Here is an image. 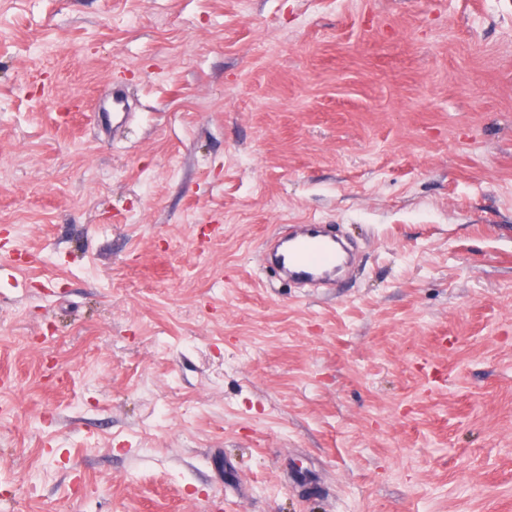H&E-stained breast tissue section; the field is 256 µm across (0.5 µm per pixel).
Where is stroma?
I'll return each instance as SVG.
<instances>
[{
    "label": "stroma",
    "mask_w": 512,
    "mask_h": 512,
    "mask_svg": "<svg viewBox=\"0 0 512 512\" xmlns=\"http://www.w3.org/2000/svg\"><path fill=\"white\" fill-rule=\"evenodd\" d=\"M1 377L0 512H512V0H0ZM270 261L286 279L315 281L327 279L336 271L340 255L336 238L320 224H302L274 242Z\"/></svg>",
    "instance_id": "1"
}]
</instances>
